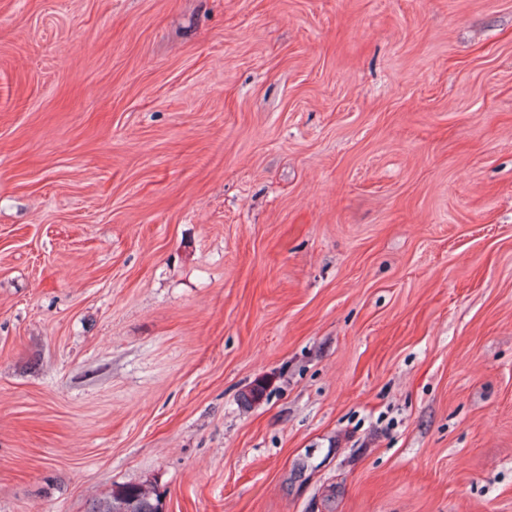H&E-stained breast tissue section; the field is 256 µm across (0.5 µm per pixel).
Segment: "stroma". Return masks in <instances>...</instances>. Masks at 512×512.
I'll return each instance as SVG.
<instances>
[{
	"instance_id": "35a3bbf8",
	"label": "stroma",
	"mask_w": 512,
	"mask_h": 512,
	"mask_svg": "<svg viewBox=\"0 0 512 512\" xmlns=\"http://www.w3.org/2000/svg\"><path fill=\"white\" fill-rule=\"evenodd\" d=\"M144 481L512 512V0H0V512Z\"/></svg>"
}]
</instances>
